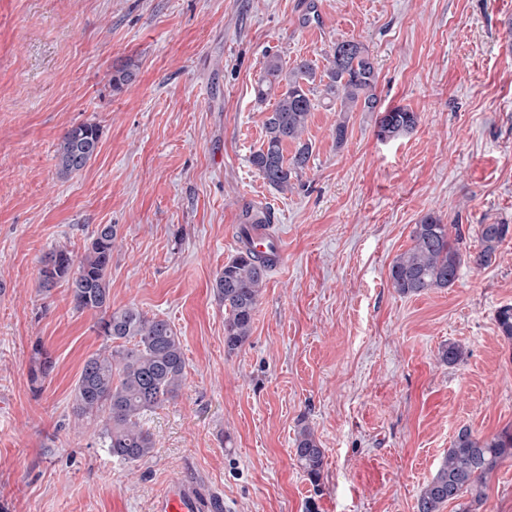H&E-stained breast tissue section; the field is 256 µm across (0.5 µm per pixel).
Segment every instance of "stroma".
<instances>
[{"label":"stroma","instance_id":"35a3bbf8","mask_svg":"<svg viewBox=\"0 0 512 512\" xmlns=\"http://www.w3.org/2000/svg\"><path fill=\"white\" fill-rule=\"evenodd\" d=\"M341 40L368 48L381 106L419 123L383 140L376 113L318 105L310 164L279 192L249 162L273 107L254 93L265 59L321 68ZM129 58L137 76L113 90ZM83 122L100 152L59 176L58 144ZM260 204L285 255L230 354L212 285ZM429 212L467 253L480 225H512V0H0V512H150L188 463L227 512H416L460 428H512V344L496 323L512 238L489 266L404 296L389 269ZM102 224L118 228L113 307L168 320L187 362L135 465L73 414L103 344L96 314L66 284L40 286L42 258L82 254ZM451 343L466 351L454 365L438 356ZM37 347L53 370L35 381ZM304 425L325 453L316 484L294 460ZM474 508L512 512V458Z\"/></svg>","mask_w":512,"mask_h":512}]
</instances>
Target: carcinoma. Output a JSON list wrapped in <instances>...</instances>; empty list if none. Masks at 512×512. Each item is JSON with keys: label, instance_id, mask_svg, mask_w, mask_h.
Listing matches in <instances>:
<instances>
[{"label": "carcinoma", "instance_id": "obj_1", "mask_svg": "<svg viewBox=\"0 0 512 512\" xmlns=\"http://www.w3.org/2000/svg\"><path fill=\"white\" fill-rule=\"evenodd\" d=\"M138 64L129 58L112 71L110 82L122 89L134 77ZM377 70L368 49L343 40L336 43L322 71L308 59L285 67L278 55H269L257 83V97H274L273 108L264 121L262 147L250 163L274 189L285 192L291 179L309 167L312 143L303 139L315 102L336 107L338 112H376L377 136L398 139L410 133L419 116L403 107L379 108L376 94ZM100 128L93 122L67 130L56 150V168L67 177L83 170L97 155ZM295 145L290 158L284 148ZM268 223L264 212L245 211L237 238L249 239L250 229ZM455 229L450 235L449 228ZM448 226L434 214H425L412 230V246L392 262L389 275L392 287L402 295H420L432 288L451 285L463 262L458 225ZM118 229L112 224L97 228L95 236L80 258L66 247L49 252L39 270L42 287L49 289L59 281L69 285L77 311L99 313L96 327L107 344L85 360L74 388V415L100 425L98 436L112 457L129 464L140 463L153 454L155 439L143 427V418L178 396L187 374L181 337L171 324L150 317L138 307H112L108 271ZM481 249L468 254L475 267L489 265L496 250L512 235L509 224H482ZM278 262L275 254L252 255L243 251L224 264L216 274L213 291L224 305V348L229 353L240 349L252 332L254 315L270 269ZM501 335L512 341V305L497 312ZM52 361L37 349L30 368L31 379L46 376ZM294 456L306 475L318 480L325 464L324 449L314 432L301 428L294 443ZM512 457V429L482 438L468 428L458 431L433 477L422 488L417 512H440L445 503L468 494L477 503L483 499L487 479L502 462Z\"/></svg>", "mask_w": 512, "mask_h": 512}]
</instances>
